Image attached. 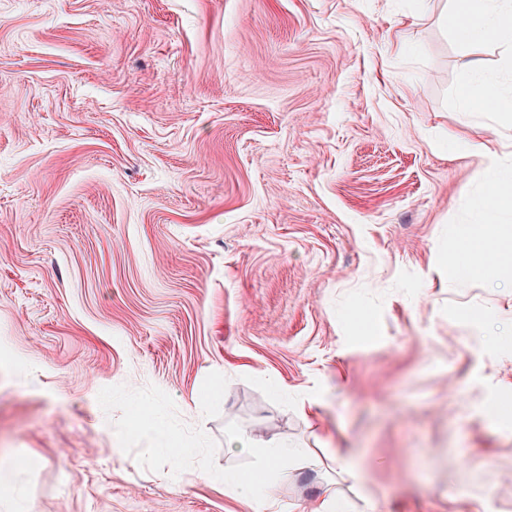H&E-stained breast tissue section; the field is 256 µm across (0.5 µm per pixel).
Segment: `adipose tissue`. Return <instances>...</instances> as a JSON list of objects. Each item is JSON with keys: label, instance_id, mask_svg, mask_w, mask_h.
I'll return each mask as SVG.
<instances>
[{"label": "adipose tissue", "instance_id": "1", "mask_svg": "<svg viewBox=\"0 0 512 512\" xmlns=\"http://www.w3.org/2000/svg\"><path fill=\"white\" fill-rule=\"evenodd\" d=\"M459 2L467 11L466 19H458L453 13L447 17L460 58L459 104L466 108L473 99L479 98L489 102L493 112H512V92L500 90L474 58L476 50L487 44L512 52V0ZM456 150L461 156L481 160L487 189L472 195L469 200V208L477 218L476 224L461 225L452 230L462 248L448 262V280L459 284L466 282L477 265L484 267L490 280H504L512 272L502 262L503 256H512V233L502 230L499 223L502 211L493 200L492 192L501 186L512 185V155L493 149L488 137L465 139L457 144ZM226 448L231 453L253 456L257 463L255 476L203 468L197 473L198 479L223 484L225 494L246 501L252 512H283L280 501L267 492L263 474L266 469L284 461L302 457L303 449L246 435L231 439Z\"/></svg>", "mask_w": 512, "mask_h": 512}]
</instances>
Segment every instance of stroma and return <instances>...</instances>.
Masks as SVG:
<instances>
[{"label": "stroma", "mask_w": 512, "mask_h": 512, "mask_svg": "<svg viewBox=\"0 0 512 512\" xmlns=\"http://www.w3.org/2000/svg\"><path fill=\"white\" fill-rule=\"evenodd\" d=\"M454 7L0 0V455L31 512H251L194 477L253 471L241 433L307 449L288 512L328 480L349 512H512V349L478 322L512 288L448 285L483 186L448 148L512 125L457 103ZM135 428L141 438L154 442L157 447L166 453L176 452L177 454H182L187 451V448H177L179 446L178 437L157 416H152L145 423L137 422Z\"/></svg>", "instance_id": "obj_1"}]
</instances>
